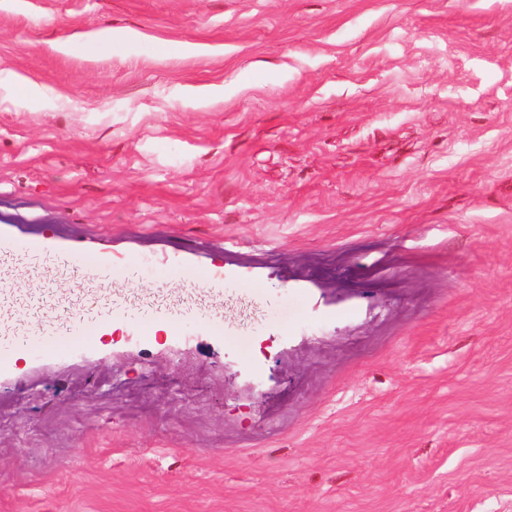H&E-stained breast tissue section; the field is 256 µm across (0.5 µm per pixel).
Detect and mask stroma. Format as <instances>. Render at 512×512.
Returning <instances> with one entry per match:
<instances>
[{
    "label": "stroma",
    "instance_id": "obj_1",
    "mask_svg": "<svg viewBox=\"0 0 512 512\" xmlns=\"http://www.w3.org/2000/svg\"><path fill=\"white\" fill-rule=\"evenodd\" d=\"M0 230V512H512V0H0ZM0 254L10 256H48L72 262L74 252L66 247L36 238H19L0 231ZM63 336V337H61ZM77 336L76 332H60L57 330H35L29 335H24L8 342L0 344V357L19 348L28 350H48L58 347L60 344Z\"/></svg>",
    "mask_w": 512,
    "mask_h": 512
}]
</instances>
